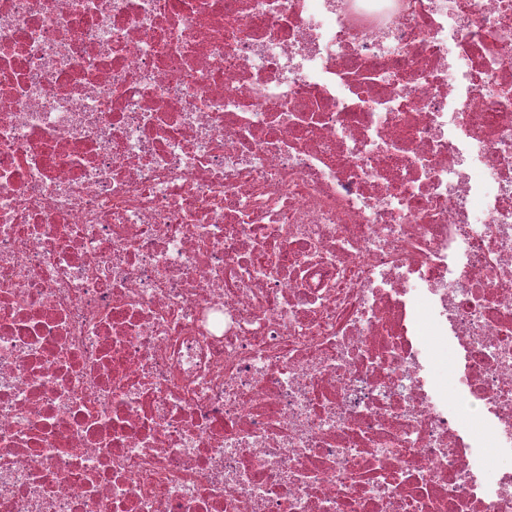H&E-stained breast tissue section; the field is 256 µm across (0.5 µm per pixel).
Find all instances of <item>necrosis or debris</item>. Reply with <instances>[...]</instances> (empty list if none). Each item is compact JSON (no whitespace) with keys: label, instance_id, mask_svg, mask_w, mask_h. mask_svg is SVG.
Wrapping results in <instances>:
<instances>
[{"label":"necrosis or debris","instance_id":"obj_1","mask_svg":"<svg viewBox=\"0 0 512 512\" xmlns=\"http://www.w3.org/2000/svg\"><path fill=\"white\" fill-rule=\"evenodd\" d=\"M510 447L512 0H0V512H512Z\"/></svg>","mask_w":512,"mask_h":512}]
</instances>
